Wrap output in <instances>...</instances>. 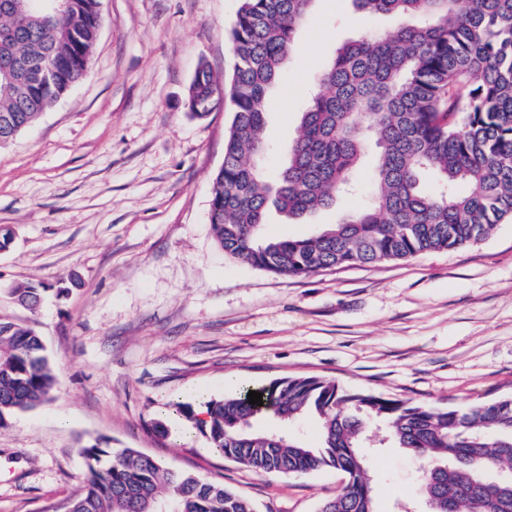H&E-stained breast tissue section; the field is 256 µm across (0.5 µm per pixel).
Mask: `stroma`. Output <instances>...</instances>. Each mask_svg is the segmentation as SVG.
<instances>
[{"mask_svg": "<svg viewBox=\"0 0 512 512\" xmlns=\"http://www.w3.org/2000/svg\"><path fill=\"white\" fill-rule=\"evenodd\" d=\"M241 0H100L91 72L8 147L0 148V320L32 327L57 378L51 399L0 428V512L62 507L85 478L83 446L136 448L166 466L223 483L258 512H317L346 482L324 469L254 471L209 449L198 425L166 415L288 377L462 408L512 394V223L485 240L404 261L278 277L225 257L208 220L232 103L199 118L187 90L200 62L232 75L227 32ZM399 18L353 0H314L283 78L271 90L277 171L306 109L297 87L342 44L390 32ZM356 195L289 220L267 236H309L361 207ZM44 288L37 311L6 294ZM163 422L167 435L151 433ZM380 512H426L418 464L367 449Z\"/></svg>", "mask_w": 512, "mask_h": 512, "instance_id": "obj_1", "label": "stroma"}]
</instances>
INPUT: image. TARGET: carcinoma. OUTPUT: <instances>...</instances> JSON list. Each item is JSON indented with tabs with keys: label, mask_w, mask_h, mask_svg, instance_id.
<instances>
[{
	"label": "carcinoma",
	"mask_w": 512,
	"mask_h": 512,
	"mask_svg": "<svg viewBox=\"0 0 512 512\" xmlns=\"http://www.w3.org/2000/svg\"><path fill=\"white\" fill-rule=\"evenodd\" d=\"M313 0H241L227 38L229 84L200 65L190 110L224 106V164L213 178L209 224L228 258L278 276L455 250L512 223V0H354L365 14L414 19L342 45L321 71L324 91L300 113L299 135L274 176L255 165L267 151L270 89ZM101 25L100 0H0V147L64 98L89 68ZM53 69L51 83L39 79ZM377 147L366 204L314 236L270 238V207L290 220L331 207L352 184L369 139ZM9 294L31 310L41 291ZM56 378L35 331L0 320V428L37 408ZM204 402L198 421L211 451L284 475L332 468L347 481L318 512H377L360 449L371 424L421 463V493L434 512H512V396L466 408L349 393L334 381L285 378ZM196 419L192 404H165ZM313 417L321 446L263 429L272 419ZM84 486L65 512H256L221 483L175 471L136 448H82Z\"/></svg>",
	"instance_id": "carcinoma-1"
}]
</instances>
